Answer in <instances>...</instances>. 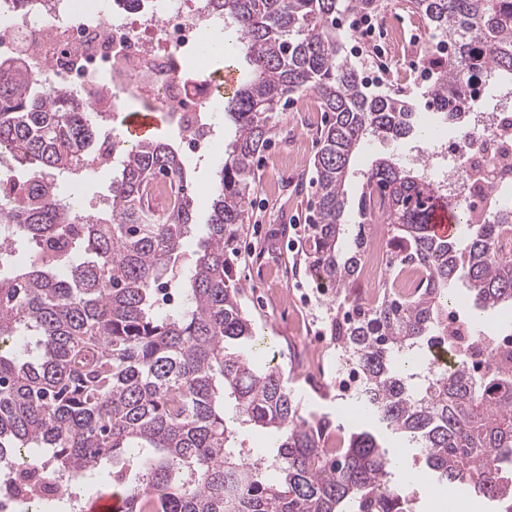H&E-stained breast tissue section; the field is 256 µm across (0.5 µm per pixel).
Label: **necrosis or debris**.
I'll return each mask as SVG.
<instances>
[{"label": "necrosis or debris", "mask_w": 512, "mask_h": 512, "mask_svg": "<svg viewBox=\"0 0 512 512\" xmlns=\"http://www.w3.org/2000/svg\"><path fill=\"white\" fill-rule=\"evenodd\" d=\"M224 18L208 0H153L130 6L128 0H96L75 13L70 0H48L34 16L0 0V55L20 56L38 84L62 82L74 106L99 121L116 123L129 102L136 101L165 116L208 127L203 137H181L190 153L216 152L211 134L221 85L210 71L207 38L223 31ZM471 136L465 147L440 137H421L412 165L421 167L435 190L454 201L512 199V91L480 81L473 108L464 117ZM386 238L374 225L372 249L359 282L367 303L388 287ZM307 366L318 385L333 383L354 395L362 387L357 365L344 355L315 358Z\"/></svg>", "instance_id": "obj_1"}]
</instances>
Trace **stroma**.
<instances>
[{"instance_id":"1","label":"stroma","mask_w":512,"mask_h":512,"mask_svg":"<svg viewBox=\"0 0 512 512\" xmlns=\"http://www.w3.org/2000/svg\"><path fill=\"white\" fill-rule=\"evenodd\" d=\"M424 58L406 62L403 70L382 75L378 91H401L405 100L422 106L428 85L415 79L423 71ZM330 120L315 94L302 93L286 101L269 147L255 155L252 165L259 182L251 197L249 215L241 233V257L237 276L245 288L243 302L257 333L271 344L255 358L258 367L279 366L289 375L291 388L301 396L305 411L344 414L350 401L343 396H324L307 390L299 380V368L291 343L306 345L309 354L327 357L336 353L324 331L326 296L320 294L304 260L312 188L313 165L320 148L319 132ZM414 147L412 140H367L356 159L346 185L349 222H357V202L362 191V173L381 157H402ZM181 157L196 187L195 236L185 249L194 253L211 213V189L223 155L199 157L182 152Z\"/></svg>"}]
</instances>
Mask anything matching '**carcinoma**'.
<instances>
[{
  "label": "carcinoma",
  "mask_w": 512,
  "mask_h": 512,
  "mask_svg": "<svg viewBox=\"0 0 512 512\" xmlns=\"http://www.w3.org/2000/svg\"><path fill=\"white\" fill-rule=\"evenodd\" d=\"M232 23L249 69L229 101L236 136L213 184L199 249L186 258L194 199L177 150L162 140L112 147L124 156L110 204L90 214L61 193L91 172L94 143L108 127L69 104L63 88L30 83L18 61L0 59V264L25 250L22 266L0 271V454L21 467L33 512L53 479L100 471L124 512H416L418 481L396 479L399 454L416 449L414 474L439 486L463 484L512 512V352L485 374L464 361L449 374L412 379L429 345L448 344V306L466 282L477 310L512 311V206L478 220L448 203L466 226L455 238L428 232L441 200L419 168L379 159L364 175L358 226L386 224L390 269L412 268L423 287L367 307L352 295L366 241L342 247L345 179L370 137L411 134L412 105L373 94L343 55L336 16L378 12L381 0H209ZM443 44L427 54V91L437 116L466 132L462 85L494 70L512 75V0H411ZM315 92L333 121L315 161L316 204L304 250L331 302L336 349L359 366L364 394L348 417L357 429L329 456L325 413L302 414L288 376L260 369V346L242 306L231 258L248 219L254 154L268 142L288 97ZM25 176L15 175L17 168ZM176 184L170 209L149 211L143 195L157 176ZM163 287L183 304L157 306ZM470 342L495 328L471 315ZM268 429L266 450L247 447Z\"/></svg>",
  "instance_id": "1"
}]
</instances>
